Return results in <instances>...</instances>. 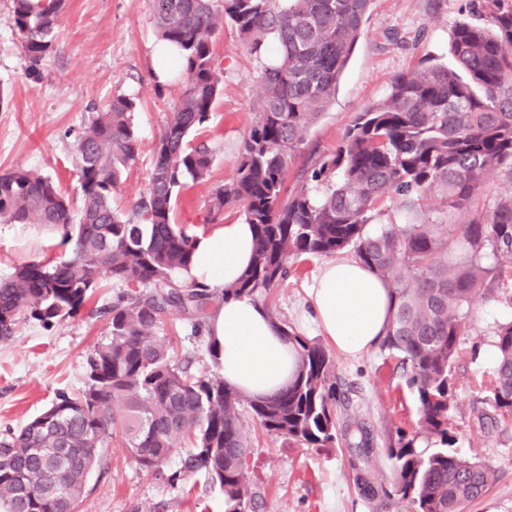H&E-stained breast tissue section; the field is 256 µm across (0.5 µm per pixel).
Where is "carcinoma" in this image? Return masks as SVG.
<instances>
[{"instance_id":"carcinoma-1","label":"carcinoma","mask_w":512,"mask_h":512,"mask_svg":"<svg viewBox=\"0 0 512 512\" xmlns=\"http://www.w3.org/2000/svg\"><path fill=\"white\" fill-rule=\"evenodd\" d=\"M371 0H153L160 40L186 75L172 119L152 148L149 186L129 210L113 204L139 153L136 101L116 97L93 112L76 143L78 211L47 176L0 173V223L46 224L72 244L65 260L30 261L0 280V341L22 317L49 323L76 313L104 277L123 288L104 311L108 340L87 357L84 386L62 392L21 429L0 435V512H78L105 444L122 438L132 458L158 471L183 452L171 481L201 474L224 493V512H252L245 478L248 404L266 432L303 448L338 442L335 362L313 339L288 332L295 377L256 401L178 360L158 336L178 312L200 336L220 297L267 301L302 256L352 251L392 291L377 346L398 359L418 403L416 427L396 428L387 453L395 493L416 512H463L494 481L487 465L448 450L454 365L473 300L512 279V0H477L480 23L451 34L453 65L401 72L385 96L356 113L335 152L301 169L305 188L286 194L291 164L336 94L369 21ZM63 0H12L11 26L39 76ZM229 22L252 53L273 52L261 75L255 120L243 136L236 176L215 187L206 223L235 209L253 227V261L218 293L179 277L194 235L172 223V203L206 180L214 151L188 144L208 123L223 68L213 44ZM387 217V223L379 218ZM489 403L512 423V322L495 331ZM441 448L426 454L420 439Z\"/></svg>"}]
</instances>
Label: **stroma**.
<instances>
[{"mask_svg":"<svg viewBox=\"0 0 512 512\" xmlns=\"http://www.w3.org/2000/svg\"><path fill=\"white\" fill-rule=\"evenodd\" d=\"M11 0H0V172L25 168L50 176L70 197H78L75 132L93 108L113 98L135 95L139 104L132 122L140 135L136 164L116 197L129 208L145 192L153 143L172 116L184 78L173 72L164 96L154 92L157 42L152 0H65L58 34L29 75L30 61L9 22ZM473 0H372L370 21L342 73L336 95L311 128L309 147L322 154L335 150L354 115L380 99L388 79L400 72L433 64L446 65L453 29L477 21ZM224 69L210 121L190 137L214 147L206 182L188 184L174 205L173 221L185 229L205 231L212 187L231 180L242 138L252 125L261 94L263 61L251 54L233 26H225L214 44ZM59 230L43 224H0V279L15 266L63 254ZM322 260L311 257L294 271L268 302L281 323L310 338L320 333L310 320L305 290ZM118 291L111 279L73 317L50 325L20 319L12 338L0 343V431L21 428L47 408L60 392L84 385V366L92 350L108 339L102 308ZM512 320V281L497 297L476 298L462 354L455 368L453 407L448 428L453 452L474 457L495 472L483 495L463 512H512V426L496 423L487 404L494 368L486 350L498 324ZM176 355L191 353L195 368L217 374L221 366L205 342L188 338L180 314L168 315L159 331ZM342 390L336 408L348 444L332 448L289 446L261 431L251 414H243L250 440L246 480L255 494V512H412L399 497L366 499L356 481L363 471L374 485L392 489L393 465L386 453L395 427L412 429L416 402L404 384L397 361L371 349L358 357L334 352ZM368 433L371 450L357 457L352 441ZM79 512H224V495L203 476L170 485L164 474L138 465L121 440L108 442L99 467L90 473Z\"/></svg>","mask_w":512,"mask_h":512,"instance_id":"1","label":"stroma"}]
</instances>
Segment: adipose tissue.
<instances>
[{
  "label": "adipose tissue",
  "instance_id": "ef3b65f1",
  "mask_svg": "<svg viewBox=\"0 0 512 512\" xmlns=\"http://www.w3.org/2000/svg\"><path fill=\"white\" fill-rule=\"evenodd\" d=\"M253 230L238 221L198 233L195 260L186 281L215 291L235 284L252 257ZM314 320L348 355L375 346L390 315L387 283L357 260L321 265L307 290ZM225 383L247 397L269 398L287 387L296 372V352L262 305L246 296H227L207 324Z\"/></svg>",
  "mask_w": 512,
  "mask_h": 512
}]
</instances>
